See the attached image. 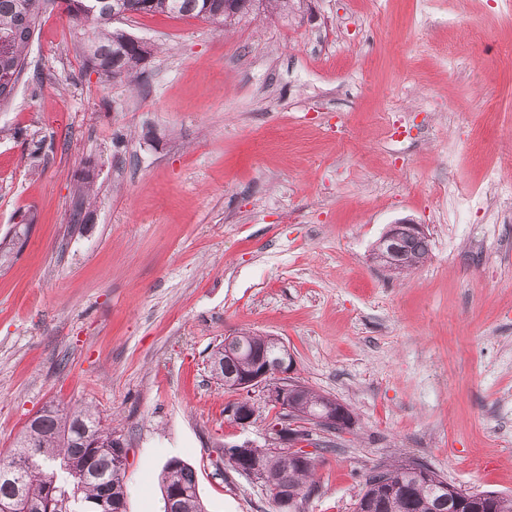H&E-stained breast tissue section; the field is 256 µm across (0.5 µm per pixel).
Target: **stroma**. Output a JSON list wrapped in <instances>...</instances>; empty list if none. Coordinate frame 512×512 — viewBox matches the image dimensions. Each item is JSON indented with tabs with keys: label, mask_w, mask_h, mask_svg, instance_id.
I'll list each match as a JSON object with an SVG mask.
<instances>
[{
	"label": "stroma",
	"mask_w": 512,
	"mask_h": 512,
	"mask_svg": "<svg viewBox=\"0 0 512 512\" xmlns=\"http://www.w3.org/2000/svg\"><path fill=\"white\" fill-rule=\"evenodd\" d=\"M116 25L155 47L143 88L85 70L57 8L0 105V239L30 227L0 264V454L46 404L88 405L125 441L126 512H164L172 457L207 512H275L221 450L264 444L277 410L237 425L208 366L251 331L352 412L309 426L302 512H354L403 459L512 495V0ZM402 219L431 251L393 274L371 250Z\"/></svg>",
	"instance_id": "stroma-1"
}]
</instances>
